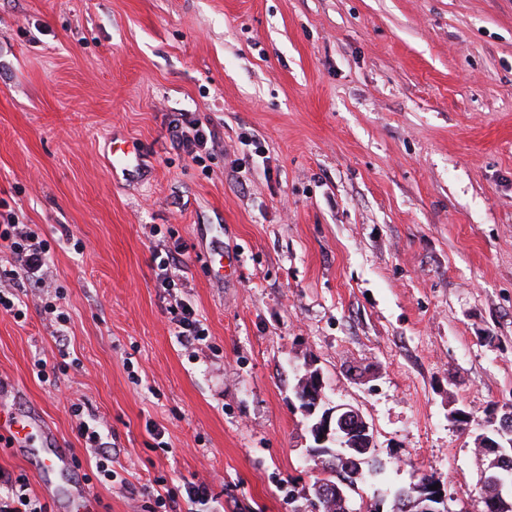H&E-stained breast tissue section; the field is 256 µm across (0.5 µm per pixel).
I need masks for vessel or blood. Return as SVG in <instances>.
I'll list each match as a JSON object with an SVG mask.
<instances>
[{
  "instance_id": "1",
  "label": "vessel or blood",
  "mask_w": 512,
  "mask_h": 512,
  "mask_svg": "<svg viewBox=\"0 0 512 512\" xmlns=\"http://www.w3.org/2000/svg\"><path fill=\"white\" fill-rule=\"evenodd\" d=\"M141 161L142 146L137 139L109 141L105 156V165L109 171H127L139 167ZM7 434L15 452L24 454L33 450L42 454L40 476L44 477L51 471L68 467L69 449L60 447L56 433L39 412L15 414Z\"/></svg>"
}]
</instances>
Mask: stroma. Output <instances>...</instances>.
<instances>
[{
	"label": "stroma",
	"instance_id": "35a3bbf8",
	"mask_svg": "<svg viewBox=\"0 0 512 512\" xmlns=\"http://www.w3.org/2000/svg\"><path fill=\"white\" fill-rule=\"evenodd\" d=\"M178 112L217 129L203 160ZM0 213L37 226L69 316L61 347L42 293L0 314V408L40 409L98 512H313L310 367L392 486L478 508L477 438L512 410V0H0ZM169 139L179 150L192 159H200L202 152L214 147L216 132L204 124L192 112H178L169 123ZM104 153L105 165L111 173L118 170L130 171L131 168L139 167L142 161V146L135 138L121 141L113 138ZM174 314V323L176 325V334L178 342L185 349H190L195 342L203 340L205 329L201 327L199 319L196 318L194 308L187 303L179 302L176 309L171 312ZM100 427V425L82 421L79 424L78 432L86 445L88 444L90 448H97L99 459L96 461V469H100L99 472L103 473V477L111 480L112 469L109 468L108 463H112V452L111 448H107L108 443L103 441Z\"/></svg>",
	"mask_w": 512,
	"mask_h": 512
}]
</instances>
